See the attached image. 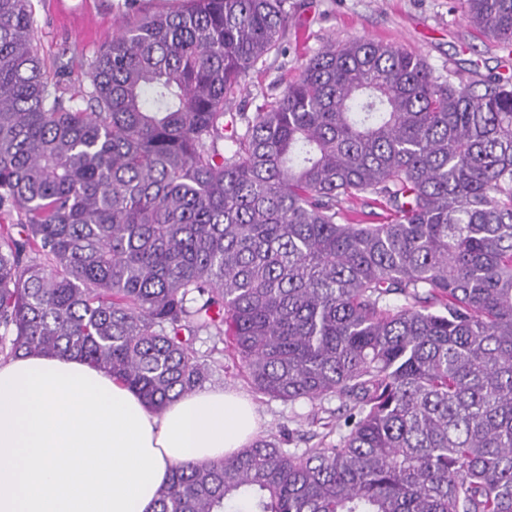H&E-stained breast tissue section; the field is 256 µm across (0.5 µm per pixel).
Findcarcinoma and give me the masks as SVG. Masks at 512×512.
<instances>
[{"label": "carcinoma", "mask_w": 512, "mask_h": 512, "mask_svg": "<svg viewBox=\"0 0 512 512\" xmlns=\"http://www.w3.org/2000/svg\"><path fill=\"white\" fill-rule=\"evenodd\" d=\"M128 0L65 98L0 0V354H77L155 412L225 336L256 390L336 396L329 448L183 462L154 512H512V75L358 38L232 112L291 0ZM512 52V0H457ZM368 199L381 224L344 217Z\"/></svg>", "instance_id": "carcinoma-1"}]
</instances>
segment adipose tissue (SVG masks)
<instances>
[{
    "label": "adipose tissue",
    "mask_w": 512,
    "mask_h": 512,
    "mask_svg": "<svg viewBox=\"0 0 512 512\" xmlns=\"http://www.w3.org/2000/svg\"><path fill=\"white\" fill-rule=\"evenodd\" d=\"M254 405L221 387L163 411L84 359L0 360V512H153L169 468L244 448Z\"/></svg>",
    "instance_id": "obj_1"
}]
</instances>
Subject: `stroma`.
<instances>
[{
  "label": "stroma",
  "mask_w": 512,
  "mask_h": 512,
  "mask_svg": "<svg viewBox=\"0 0 512 512\" xmlns=\"http://www.w3.org/2000/svg\"><path fill=\"white\" fill-rule=\"evenodd\" d=\"M33 29L45 65L58 73L65 95L89 83L95 52L111 41L125 0H30ZM366 38L400 45L427 58L435 76L477 80L512 74V54L463 20L454 0H298V9L271 52L251 72L235 108L256 111L275 101L283 79L299 72L328 41ZM197 357L210 364L209 385L248 396L261 419L260 434L288 440L293 448H325L347 429L349 409L337 397L289 403L257 392L225 341L200 333Z\"/></svg>",
  "instance_id": "1"
}]
</instances>
